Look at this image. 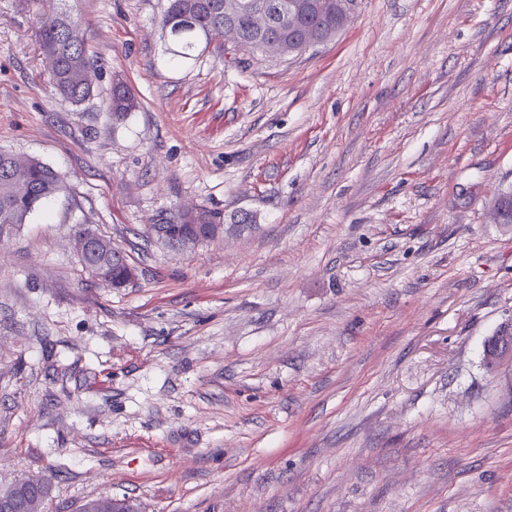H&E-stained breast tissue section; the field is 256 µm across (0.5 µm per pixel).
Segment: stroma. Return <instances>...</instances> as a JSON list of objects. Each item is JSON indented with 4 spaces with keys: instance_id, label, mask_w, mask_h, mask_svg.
<instances>
[{
    "instance_id": "35a3bbf8",
    "label": "stroma",
    "mask_w": 512,
    "mask_h": 512,
    "mask_svg": "<svg viewBox=\"0 0 512 512\" xmlns=\"http://www.w3.org/2000/svg\"><path fill=\"white\" fill-rule=\"evenodd\" d=\"M165 0H66L95 91L58 95L42 0H0V151L66 178L0 239V486L46 512H512V0H357L283 58L173 61ZM139 101L107 109L113 76ZM257 222L188 250L181 207ZM136 269L114 288L72 234Z\"/></svg>"
}]
</instances>
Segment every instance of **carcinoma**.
I'll list each match as a JSON object with an SVG mask.
<instances>
[{"mask_svg":"<svg viewBox=\"0 0 512 512\" xmlns=\"http://www.w3.org/2000/svg\"><path fill=\"white\" fill-rule=\"evenodd\" d=\"M49 10L59 20L40 30L42 52H54L56 64L49 71L56 91L73 103L90 98L93 91L91 71L94 64L83 40L76 32L75 22L67 11L58 7L62 0H44ZM242 7L237 13H224V0H167L162 17V28L173 48V59L192 57L200 43L207 41L212 29L231 23L241 35L240 49L252 55L265 53V44L271 39L301 47L316 41L328 42L346 26L348 18L338 7L340 0H240ZM261 4L269 17V26L259 31L254 27L252 6ZM138 107L130 89L123 83L112 87L108 111L119 121ZM22 176L28 182V192L20 196L16 192L11 154L0 151V229L18 232L28 223L30 216L44 201L67 191L64 177L39 160L27 162ZM83 268L91 277L96 269L107 271L109 282H121L128 275L127 265L112 256V242L92 252L83 262Z\"/></svg>","mask_w":512,"mask_h":512,"instance_id":"carcinoma-1","label":"carcinoma"}]
</instances>
